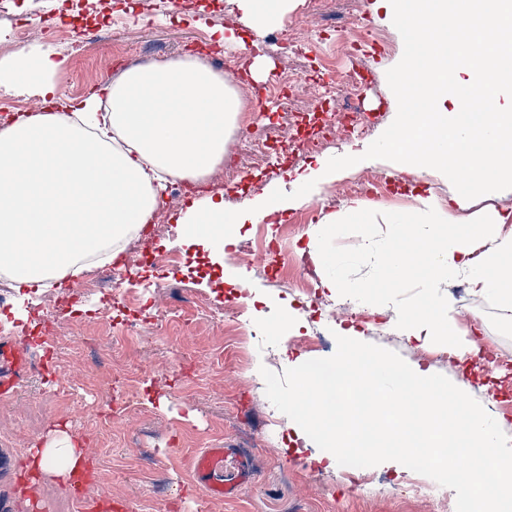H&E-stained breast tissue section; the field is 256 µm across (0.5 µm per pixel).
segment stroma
<instances>
[{"label": "stroma", "instance_id": "35a3bbf8", "mask_svg": "<svg viewBox=\"0 0 512 512\" xmlns=\"http://www.w3.org/2000/svg\"><path fill=\"white\" fill-rule=\"evenodd\" d=\"M138 0H87L77 25L93 30L79 53H71L57 31L64 0H18L31 11L35 29L29 45L49 44L65 63L55 77L57 91L84 98L100 90L130 66L168 62L192 56L198 40H212L216 30L244 41L245 50L224 47L230 67L225 80L235 89L250 87L244 66L261 56L272 73L294 72L308 83L330 77L343 84L352 71L367 77L362 101L375 117L367 135L337 134L334 143L317 153L287 151L289 135L315 136L324 112L335 104H317L306 90L293 92L289 101L243 99L246 130H232L226 157L235 166L219 185L199 183L193 197L179 202L163 198L161 210L171 220L150 238L148 251L178 252L182 261L170 267L134 269L120 289H92L81 311L58 309L59 299L75 292L81 278L67 288H48L24 298L11 294L7 310L0 311V338L11 336L19 322L33 325L41 311L53 312L56 335L29 348L33 368L16 392L0 396V512H80L69 483L44 478L30 495L18 491L27 449L43 447L50 431L74 435L98 472L87 495L107 491L120 512H456V492L434 480L384 465L363 470L364 483L351 485L343 466H327L322 451L293 421L268 400L261 368L283 373L295 363L332 356L335 332H354L357 340L399 354L409 365H419L421 350H436L437 342L420 344L401 335L392 311L369 303L355 292L331 294L320 279L310 286L321 307L301 304L297 287V257L310 254V231L338 212L356 195L349 183L362 178L381 181L377 195L366 197L363 223L345 224L320 250L350 282L376 275L375 260L360 249L363 237L388 240L391 221L408 214L418 198H432L447 210L456 190L441 174L415 176L397 171L391 162L366 160L317 183L310 197L294 201L285 211L256 224L243 225L235 243L226 245L222 260L210 249L179 239L177 221L192 201L220 195L228 209H240L281 189L295 191L296 176L309 173L320 162L357 151L365 152L396 117V100L386 72L403 54V40L392 23L388 0H291L275 28L256 36L241 19L235 0H182L180 12L136 14ZM344 28L349 39L374 28L384 48L363 46L356 56L332 46L323 29ZM292 30L312 37L305 53L287 49L275 38ZM264 152L252 149L255 140ZM276 241L280 253L268 262L263 251ZM149 291L155 306L153 323H140L128 334L125 323L133 312L127 295ZM456 309L460 329L470 331L477 346L512 356V312L498 302L467 290L463 279L442 284ZM212 308L234 303L236 315L220 327L192 308L195 298ZM289 315V330L274 332L273 323ZM362 322H355V315ZM73 336H90L96 344L85 349L70 346ZM463 385L512 438V415H507L504 392L512 378L492 366L429 365ZM116 385L132 394L135 405L123 417L120 429L104 416L100 392ZM233 449L247 463L251 478L224 498L198 495L192 487V456L205 448ZM417 480L418 494L406 492Z\"/></svg>", "mask_w": 512, "mask_h": 512}]
</instances>
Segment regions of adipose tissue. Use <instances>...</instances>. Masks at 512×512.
I'll list each match as a JSON object with an SVG mask.
<instances>
[{"label":"adipose tissue","instance_id":"obj_1","mask_svg":"<svg viewBox=\"0 0 512 512\" xmlns=\"http://www.w3.org/2000/svg\"><path fill=\"white\" fill-rule=\"evenodd\" d=\"M51 46L0 60V93L35 92L54 112L22 117L0 132V272L15 290L63 286L89 259L112 260L161 203L168 179L199 181L224 160L227 136L242 103L203 61L182 59L132 66L103 95L57 96L62 63ZM274 197L230 211L206 198L178 220L182 239L221 252L240 227L286 209ZM431 198L392 226L378 254V277L394 288L424 270L425 295L395 310L400 333L418 341L438 337L456 355L477 354L462 337L455 310L438 286L466 278L474 293L512 308V220L501 214L438 223ZM79 450L66 431L51 432L27 453L28 471L67 477Z\"/></svg>","mask_w":512,"mask_h":512}]
</instances>
